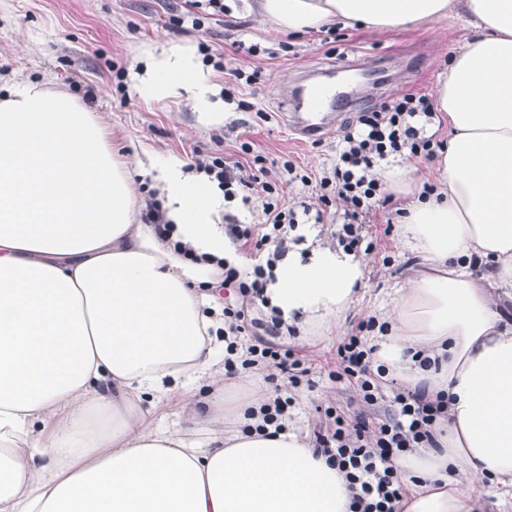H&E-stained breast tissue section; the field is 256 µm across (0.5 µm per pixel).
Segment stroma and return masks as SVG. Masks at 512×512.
I'll use <instances>...</instances> for the list:
<instances>
[{
    "label": "stroma",
    "instance_id": "1",
    "mask_svg": "<svg viewBox=\"0 0 512 512\" xmlns=\"http://www.w3.org/2000/svg\"><path fill=\"white\" fill-rule=\"evenodd\" d=\"M249 0H227L223 16L205 20L203 28L175 26L184 12V0H0V76L21 73L43 80L53 91L71 95L93 113L106 131L113 150L125 154L128 143L143 146L160 157L189 161L193 149L210 150L214 135H223L225 155L239 158L241 143L268 159L291 160L315 174L329 169L336 159L339 131L321 142H296L282 122L283 97L292 92L300 74L329 68L332 86L342 91L340 100L327 103L326 111L347 117L368 104L406 92L432 93L448 71L449 60L473 39L474 29L464 17L428 21L411 29L374 31L365 27L330 28L302 35L285 34L248 9ZM266 47V55L250 57L228 50L231 41ZM224 51V70L206 62L203 45ZM178 49L193 54L210 87V111L202 112L186 91L145 98L138 88L147 65L162 51ZM392 58L395 66L384 87L365 83L360 76L341 70L348 60L368 66L379 57ZM260 69L258 84L228 78L230 68ZM405 198L395 195L362 234L372 247L362 289L348 311L326 331L293 328L278 336L309 369V383L291 386L271 365L242 369L225 377L228 397L249 390H287L292 426L305 440L327 425L328 415L352 423L366 412L372 421L383 419L393 391L402 380L381 387L376 406H364L358 388L348 380L330 378L336 368V349L365 319L391 311L392 300L409 288L420 269L413 253L401 246L397 233L386 232V219ZM151 424L182 430L201 437L223 430L220 421L193 422L178 401L149 411Z\"/></svg>",
    "mask_w": 512,
    "mask_h": 512
}]
</instances>
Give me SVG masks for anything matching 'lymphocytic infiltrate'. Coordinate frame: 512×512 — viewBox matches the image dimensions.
Instances as JSON below:
<instances>
[{"mask_svg": "<svg viewBox=\"0 0 512 512\" xmlns=\"http://www.w3.org/2000/svg\"><path fill=\"white\" fill-rule=\"evenodd\" d=\"M437 112L427 95L407 92L396 98L362 108L355 121L348 124L336 145V161L319 178L303 171L293 161H284L276 171H269L266 159L251 155L249 146H242L246 158L227 162L223 152H194L191 167L223 188L225 198L242 197L256 202L261 210L262 231L227 218L226 230L232 243L256 242L265 245L271 240H284L288 229L298 222L297 211L282 203L279 192L285 186L301 183L318 186L317 200L335 204L342 222L337 231L340 244L358 248L364 241L361 226L385 192L381 164L389 156L403 152L432 161L437 157L433 137L426 126ZM274 259L256 265L251 277L241 276L238 269L225 268L224 286L237 290L241 297L238 308H224V327L230 335L225 343V373L235 367L233 355L243 352L244 363L258 366L272 362L280 372L298 382L306 370L301 361L276 343L282 321L271 317L263 324L248 315V309L264 298V275ZM372 348L360 336L346 337L337 347V378L353 380L366 405L377 404L381 397L376 375L371 370ZM394 412L384 422L373 423L367 415H357L351 428H335L316 434L315 445L334 460L343 471L353 491V512H397L406 494L405 483L393 467L396 458L416 448L438 445L435 425L444 413V403L431 399L425 391L396 393Z\"/></svg>", "mask_w": 512, "mask_h": 512, "instance_id": "1", "label": "lymphocytic infiltrate"}]
</instances>
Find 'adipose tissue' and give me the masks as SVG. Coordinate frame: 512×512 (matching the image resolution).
<instances>
[{
    "instance_id": "obj_1",
    "label": "adipose tissue",
    "mask_w": 512,
    "mask_h": 512,
    "mask_svg": "<svg viewBox=\"0 0 512 512\" xmlns=\"http://www.w3.org/2000/svg\"><path fill=\"white\" fill-rule=\"evenodd\" d=\"M284 33L360 25L411 28L463 14L477 35L433 95L448 140L438 184L409 165L382 172L405 192L403 246L422 267L376 331L375 365L442 395L440 449L394 462L409 484L399 512H512V0H254ZM140 89L191 92L207 107L195 58L172 50ZM158 189L186 259L137 223L141 193L102 125L41 81L0 86V512H350L344 474L294 429L257 431L268 396L224 405L206 314L216 260L245 256L220 226L224 199L176 157L139 163ZM489 270L475 275V262ZM364 260L288 253L265 290L285 324L329 327L360 291ZM212 378L210 395L195 383ZM225 413L197 441L151 425L143 402ZM485 477L474 491L472 478Z\"/></svg>"
}]
</instances>
